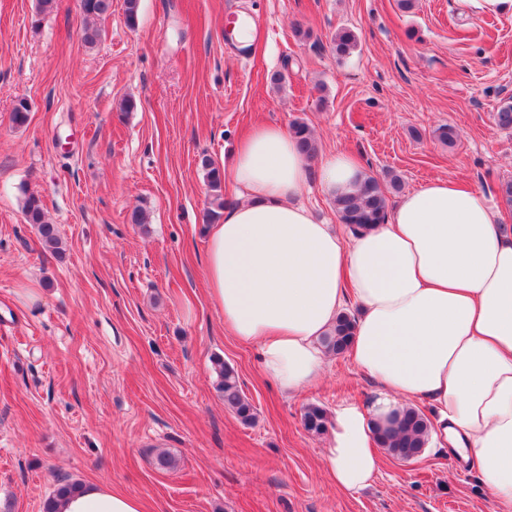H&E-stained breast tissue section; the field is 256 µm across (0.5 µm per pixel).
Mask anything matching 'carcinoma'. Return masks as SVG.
Wrapping results in <instances>:
<instances>
[{"label":"carcinoma","instance_id":"obj_1","mask_svg":"<svg viewBox=\"0 0 512 512\" xmlns=\"http://www.w3.org/2000/svg\"><path fill=\"white\" fill-rule=\"evenodd\" d=\"M80 9L84 17L91 21L83 31V41L93 47L103 36V31L94 21L103 18L112 9V0H80ZM357 35L350 29L342 28L332 39V50L339 58L346 57L357 47ZM495 125L505 131H512V100L508 99L500 105L493 114ZM289 133L296 139L300 151L309 159L318 153V142L310 125L296 119L291 122ZM205 171L209 188L213 192L211 207L205 212L203 223L215 224L223 215L228 202L222 195L223 172L208 156L200 160ZM400 188V177L388 175L387 181H382L372 175L366 176L358 189L349 194L341 195L335 200L336 213L340 223L352 232H357L374 224L385 223L388 211L387 192ZM23 213L27 223L36 227L44 250L57 254L60 252L61 239L56 225L46 218L40 198L34 194L25 195ZM354 336V323L349 315L340 316L334 328L324 337L326 349L335 354H341L348 349ZM220 378L219 389L224 397V406L231 410L245 425H250L256 418L253 404L243 395L238 377L234 369L227 364L217 362ZM329 422L326 411L317 405L306 408L303 414V425L307 431L321 434L327 429ZM431 422L417 407H408L395 414L389 424L375 431L379 447L394 459L412 461L424 452L429 440ZM75 483L63 478L57 481L53 494L43 503V512H58L54 504L66 492L72 490Z\"/></svg>","mask_w":512,"mask_h":512}]
</instances>
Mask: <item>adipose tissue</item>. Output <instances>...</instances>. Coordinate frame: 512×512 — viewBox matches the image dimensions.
Returning <instances> with one entry per match:
<instances>
[{"label": "adipose tissue", "instance_id": "obj_1", "mask_svg": "<svg viewBox=\"0 0 512 512\" xmlns=\"http://www.w3.org/2000/svg\"><path fill=\"white\" fill-rule=\"evenodd\" d=\"M365 175L349 153L314 167L281 126L253 127L224 169L237 202L207 228L209 298L231 336L257 345L263 373L287 396L320 379L321 338L357 304L349 356L378 395L370 408L336 411L326 467L338 488L375 480L373 423L422 401L433 409L432 437L475 460L496 512H512V226L498 223L481 192L448 178L407 193L385 223L349 238L300 200L310 179L335 198ZM60 510L143 505L88 484Z\"/></svg>", "mask_w": 512, "mask_h": 512}]
</instances>
